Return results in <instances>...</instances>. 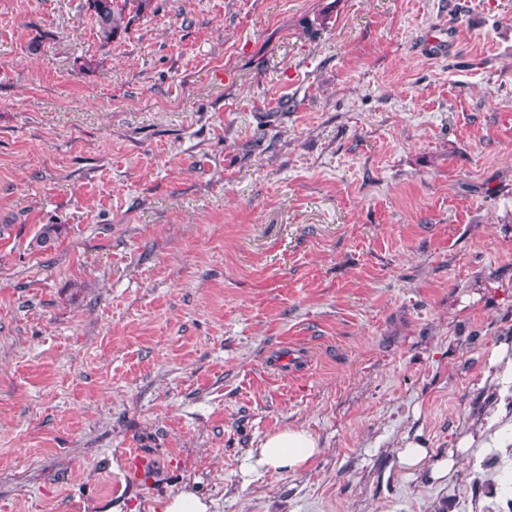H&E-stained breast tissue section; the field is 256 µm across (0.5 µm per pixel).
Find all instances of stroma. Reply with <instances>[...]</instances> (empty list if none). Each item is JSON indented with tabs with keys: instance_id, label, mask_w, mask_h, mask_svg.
<instances>
[{
	"instance_id": "obj_1",
	"label": "stroma",
	"mask_w": 512,
	"mask_h": 512,
	"mask_svg": "<svg viewBox=\"0 0 512 512\" xmlns=\"http://www.w3.org/2000/svg\"><path fill=\"white\" fill-rule=\"evenodd\" d=\"M97 31L0 0V512H505L512 0H152ZM285 427L320 454L245 475ZM210 501L194 491L184 489L167 498L158 512H210Z\"/></svg>"
}]
</instances>
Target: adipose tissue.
<instances>
[{"instance_id": "1", "label": "adipose tissue", "mask_w": 512, "mask_h": 512, "mask_svg": "<svg viewBox=\"0 0 512 512\" xmlns=\"http://www.w3.org/2000/svg\"><path fill=\"white\" fill-rule=\"evenodd\" d=\"M317 438L306 430L283 428L267 434L254 449V469L298 472L319 454Z\"/></svg>"}]
</instances>
